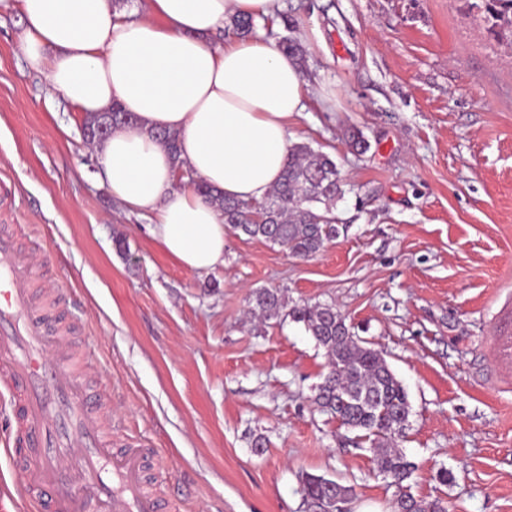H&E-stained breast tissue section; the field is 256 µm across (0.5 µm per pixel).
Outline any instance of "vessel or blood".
I'll list each match as a JSON object with an SVG mask.
<instances>
[{
	"instance_id": "obj_1",
	"label": "vessel or blood",
	"mask_w": 512,
	"mask_h": 512,
	"mask_svg": "<svg viewBox=\"0 0 512 512\" xmlns=\"http://www.w3.org/2000/svg\"><path fill=\"white\" fill-rule=\"evenodd\" d=\"M36 263L0 228V386L17 408L16 463L35 498L53 512H172L151 489V464L139 445L113 448L104 422L109 399L74 373L78 353L65 327L49 324L35 303ZM500 376L512 377V306L498 312L488 341Z\"/></svg>"
}]
</instances>
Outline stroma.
Segmentation results:
<instances>
[{"mask_svg":"<svg viewBox=\"0 0 512 512\" xmlns=\"http://www.w3.org/2000/svg\"><path fill=\"white\" fill-rule=\"evenodd\" d=\"M307 57L309 108L291 126L347 184L343 230L308 260L235 235L224 263H174L94 178L82 116L30 72L25 21L0 10V182L25 256L66 297L86 380L110 393L112 445L157 452L175 512H304L301 480L388 512L395 489L368 444L313 403L326 358L302 324L253 318L255 288L329 303L382 350L411 403L399 447L415 496L459 512H512V386L485 341L512 295V51L470 0H282ZM363 132L370 150L346 147ZM0 512H40L6 448ZM265 448H254L257 437ZM453 480L441 485L439 469Z\"/></svg>","mask_w":512,"mask_h":512,"instance_id":"1","label":"stroma"}]
</instances>
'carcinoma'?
I'll return each instance as SVG.
<instances>
[{
	"instance_id": "obj_1",
	"label": "carcinoma",
	"mask_w": 512,
	"mask_h": 512,
	"mask_svg": "<svg viewBox=\"0 0 512 512\" xmlns=\"http://www.w3.org/2000/svg\"><path fill=\"white\" fill-rule=\"evenodd\" d=\"M485 29L512 47V0H481ZM228 27L239 38L254 34L255 18L229 17ZM278 48L298 63L306 52L300 41L285 35ZM349 149L364 154L370 143L363 133H345ZM195 191L224 215V224L238 237L262 240L288 251L294 258H311L339 236L336 208L346 193L335 159L307 142H295L280 180L261 202L224 197L192 178ZM249 310L263 320L289 317L304 325L327 357V372L317 386L314 401L342 425L370 443L377 471L390 480L396 493L390 512H453L448 502L426 501L410 492L414 464L397 448L404 437L411 405L408 393L381 353L366 345L331 304L290 303L277 288H256L249 295ZM305 512H324L328 500L347 503L352 488L335 480L308 475L303 482Z\"/></svg>"
}]
</instances>
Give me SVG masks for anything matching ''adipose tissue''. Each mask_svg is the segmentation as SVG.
<instances>
[{"instance_id": "obj_1", "label": "adipose tissue", "mask_w": 512, "mask_h": 512, "mask_svg": "<svg viewBox=\"0 0 512 512\" xmlns=\"http://www.w3.org/2000/svg\"><path fill=\"white\" fill-rule=\"evenodd\" d=\"M27 22L22 51L50 92L86 115L120 103L136 124L95 144L97 180L125 210L150 214V232L178 265L224 262V217L175 168L155 130L178 137L197 180L242 201H262L294 141L291 118L308 109L294 59L261 38L214 42L233 15L272 17L280 0H146L144 14L112 0H0Z\"/></svg>"}]
</instances>
